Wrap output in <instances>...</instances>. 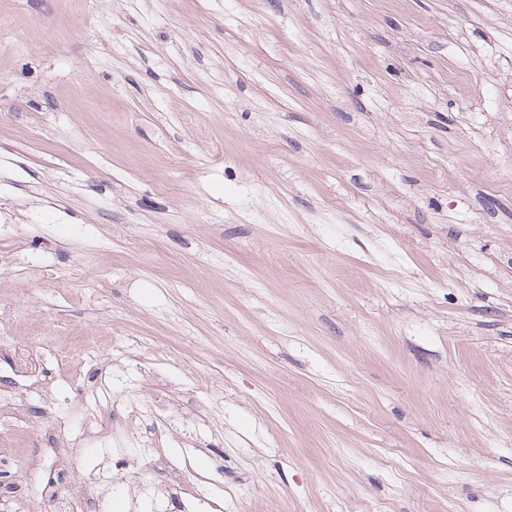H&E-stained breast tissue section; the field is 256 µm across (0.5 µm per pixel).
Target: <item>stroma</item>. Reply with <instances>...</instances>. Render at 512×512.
I'll list each match as a JSON object with an SVG mask.
<instances>
[{"label": "stroma", "instance_id": "1", "mask_svg": "<svg viewBox=\"0 0 512 512\" xmlns=\"http://www.w3.org/2000/svg\"><path fill=\"white\" fill-rule=\"evenodd\" d=\"M2 305L107 512H512V0H0ZM167 401L154 400L151 402H145L143 404L130 405L126 407L127 418L137 422L146 421L150 417L158 416L161 412L166 410ZM167 471L168 480L171 483V489L174 490V494H185L190 495L195 493L198 485L202 482L205 477L201 474H191L190 465L185 463L182 465L169 466L164 465ZM187 474H191L193 479L187 478Z\"/></svg>", "mask_w": 512, "mask_h": 512}]
</instances>
